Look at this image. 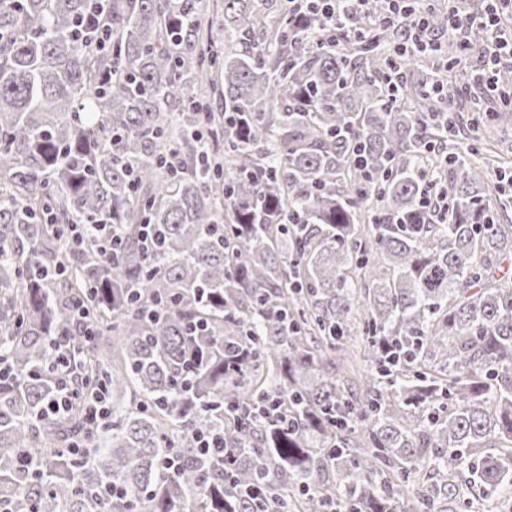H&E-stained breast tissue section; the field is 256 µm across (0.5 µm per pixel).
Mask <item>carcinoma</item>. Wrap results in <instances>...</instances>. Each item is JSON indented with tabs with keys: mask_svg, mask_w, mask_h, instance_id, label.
I'll list each match as a JSON object with an SVG mask.
<instances>
[{
	"mask_svg": "<svg viewBox=\"0 0 512 512\" xmlns=\"http://www.w3.org/2000/svg\"><path fill=\"white\" fill-rule=\"evenodd\" d=\"M199 2L0 0V512H251L247 486L288 512H512L489 206L512 160L446 153L454 61L390 85L379 18L351 47L303 4L222 0L219 36ZM79 295L111 318L88 341ZM354 323L357 379L333 372ZM64 334L72 386L106 390L95 433L42 413Z\"/></svg>",
	"mask_w": 512,
	"mask_h": 512,
	"instance_id": "carcinoma-1",
	"label": "carcinoma"
}]
</instances>
